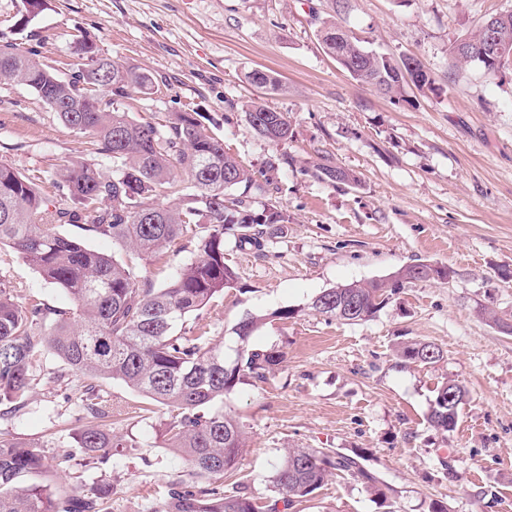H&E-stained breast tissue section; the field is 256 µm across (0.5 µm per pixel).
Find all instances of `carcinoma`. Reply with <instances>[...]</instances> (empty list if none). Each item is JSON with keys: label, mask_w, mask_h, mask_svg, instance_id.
<instances>
[{"label": "carcinoma", "mask_w": 512, "mask_h": 512, "mask_svg": "<svg viewBox=\"0 0 512 512\" xmlns=\"http://www.w3.org/2000/svg\"><path fill=\"white\" fill-rule=\"evenodd\" d=\"M451 47L457 64L496 74L512 58V12L490 18ZM320 43L351 78L369 83L393 98L404 100L405 76L394 59L367 50L334 20L317 30ZM88 64L68 78L39 59L35 48L19 51L0 43V82L29 87L59 120L88 138L93 156L112 165L107 175L96 164L80 161L48 177L68 206L45 208L38 181L0 162V245L9 244L47 282L72 299L69 311L15 299V286L0 279V405L24 406L40 375L38 352L48 342L69 368L92 378L117 379L175 412L167 424L169 448L187 462L186 475L172 477L152 512H286L312 496L333 472L362 482L375 493L378 478L360 455L323 448H288L271 476L272 495L259 499L243 484L224 489V475L238 467L245 448L239 421L222 410L207 411L246 377L266 379L283 362L275 350L252 349L248 340L260 318L240 322L235 333L240 347L232 361L224 347L208 337L175 332L217 294L235 287L237 272L225 262L224 231H237L236 243L260 249L265 235L288 223V215L267 200L257 209L252 193H268L270 179L260 184L224 148V140L208 133L190 112H171L163 124L135 121L114 107L137 85L148 90L152 75L105 58L98 82L112 84L111 99L103 101L85 88ZM251 128L279 145L292 137L287 117L262 104L246 111ZM329 180L347 185L357 176L338 166L320 165ZM190 182V192L173 206L157 200L176 193L177 173ZM59 224H79L83 230L112 239L140 259L157 256L179 238L194 245L196 257L179 269L165 288L135 287L128 265L115 256L91 250L57 231ZM416 265L398 269L384 280L353 282L329 288L311 303L328 319L366 321L383 307L388 296L418 280ZM356 300L354 316L338 307ZM396 355L410 363L434 365L444 359L436 345L408 341ZM466 390L454 380L436 388L428 422L442 432L454 430ZM87 409L94 422L72 436L73 451L58 460L63 470L75 463L87 470L106 471L112 449L127 444L98 424L112 414L88 388ZM48 471L40 448L0 439V512H106L112 485L100 479L88 488L56 495L28 479Z\"/></svg>", "instance_id": "obj_1"}]
</instances>
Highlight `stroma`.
<instances>
[{
	"instance_id": "1",
	"label": "stroma",
	"mask_w": 512,
	"mask_h": 512,
	"mask_svg": "<svg viewBox=\"0 0 512 512\" xmlns=\"http://www.w3.org/2000/svg\"><path fill=\"white\" fill-rule=\"evenodd\" d=\"M21 0H0V37L73 72V38L94 37L100 53L150 72V92L129 88L118 107L155 123L193 110L228 152L252 173H266L271 196L289 218L263 251L239 248L224 235L225 260L238 284L214 297L183 325L207 333L227 358L238 347L237 324L263 323L249 345L284 361L265 380L248 378L224 397L225 413L247 433L237 478L266 493L288 448L360 453L388 490L381 503L349 476L331 477L290 512H512V62L495 76L456 67L451 44L485 18L512 11V0H46L21 24ZM335 18L374 53L418 58L429 88L408 86L395 103L350 78L325 53L320 20ZM272 73L280 88L251 83ZM261 102L284 113L288 142L275 145L248 123ZM87 154L79 134L27 87L0 85V161L24 174L55 171ZM352 171L356 185L329 181L318 164ZM60 233L114 254L134 267L142 289L165 287L195 257L187 239L163 256L133 258L111 239L76 224ZM446 265L447 280L408 284L374 318L329 320L311 308L326 289L383 279L403 266ZM17 287L19 304L69 309L10 246H0V277ZM294 309L283 321L274 313ZM438 345L434 366L409 363L397 342ZM40 381L25 405L0 417V436L43 447L50 459L70 453L75 428L88 420L87 387L112 407L113 436L134 442L114 456L110 512H150L169 476L184 471L167 446L170 410L119 380L70 371L41 350ZM467 389L454 431L427 423L443 379Z\"/></svg>"
}]
</instances>
